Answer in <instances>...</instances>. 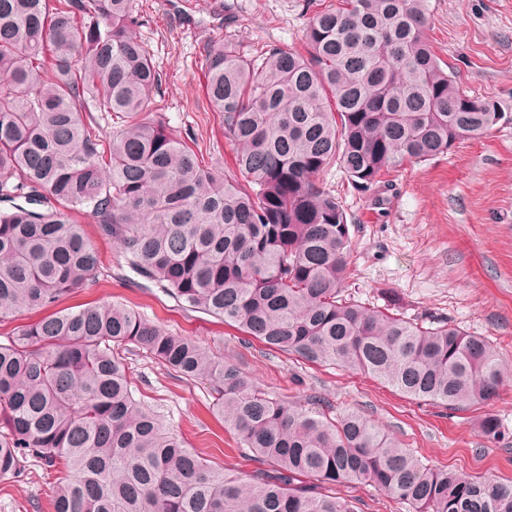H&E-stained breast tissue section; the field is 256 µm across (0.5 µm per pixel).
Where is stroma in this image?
Segmentation results:
<instances>
[{"instance_id": "35a3bbf8", "label": "stroma", "mask_w": 512, "mask_h": 512, "mask_svg": "<svg viewBox=\"0 0 512 512\" xmlns=\"http://www.w3.org/2000/svg\"><path fill=\"white\" fill-rule=\"evenodd\" d=\"M334 0H136L134 33L151 49L163 80L152 109L169 132L205 165L235 170V148L204 88L203 47L232 38L240 51L303 49L315 13ZM426 36L443 65L469 94L512 108V0H430ZM323 180L340 198L351 225L345 293L408 319L445 320L488 340L512 366V123L456 145L433 159L386 171L370 190L354 187L339 165ZM101 261L98 279L64 298L62 307L117 303L172 333L237 363L270 396L328 400L338 413L358 412L400 440L430 467L465 475L491 474L512 484V380L488 404L455 413L410 401L380 382L329 366L296 361L235 327L178 303L135 274L119 248L76 213ZM137 399L225 474L242 476L259 463L239 448L212 411L202 382L188 381L145 350L124 351ZM504 425L485 438V413ZM57 471L29 460L19 477L0 482V512H53ZM357 512H411L367 484L337 487Z\"/></svg>"}]
</instances>
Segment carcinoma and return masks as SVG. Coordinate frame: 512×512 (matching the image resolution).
Instances as JSON below:
<instances>
[{"instance_id":"carcinoma-1","label":"carcinoma","mask_w":512,"mask_h":512,"mask_svg":"<svg viewBox=\"0 0 512 512\" xmlns=\"http://www.w3.org/2000/svg\"><path fill=\"white\" fill-rule=\"evenodd\" d=\"M429 0H336L307 54H205L206 93L240 176L199 163L147 116L162 76L133 33L135 0H0V319L51 309L96 281L84 210L125 263L178 302L311 363L407 399L467 411L512 377L484 339L343 296L335 159L367 190L388 169L485 134L512 113L470 96L425 35ZM125 117L101 135L92 113ZM190 380L271 470L229 477L137 400L115 347ZM286 402L238 365L115 303L56 311L0 343V480L60 466L54 512H355L330 489L369 483L413 512H512V484L423 464L357 412ZM481 433L501 435L486 414Z\"/></svg>"}]
</instances>
